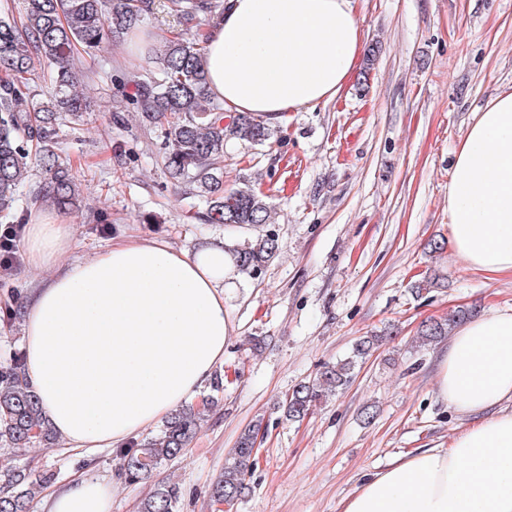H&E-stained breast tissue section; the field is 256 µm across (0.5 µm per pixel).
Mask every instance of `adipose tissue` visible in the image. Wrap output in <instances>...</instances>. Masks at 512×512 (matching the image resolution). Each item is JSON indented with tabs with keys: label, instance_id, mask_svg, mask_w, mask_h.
Wrapping results in <instances>:
<instances>
[{
	"label": "adipose tissue",
	"instance_id": "obj_1",
	"mask_svg": "<svg viewBox=\"0 0 512 512\" xmlns=\"http://www.w3.org/2000/svg\"><path fill=\"white\" fill-rule=\"evenodd\" d=\"M362 51L353 0H228L206 32L208 94L226 111L276 122L326 104ZM448 185L457 255L512 274V91L478 112ZM63 217L39 210L26 260L54 273L21 309L26 378L67 446L125 448L208 383L240 279L223 244L176 249L119 237L72 257ZM436 393L468 424L445 448L409 452L363 481L340 512H512V309H488L442 352ZM115 485L86 474L51 488L44 512H112Z\"/></svg>",
	"mask_w": 512,
	"mask_h": 512
}]
</instances>
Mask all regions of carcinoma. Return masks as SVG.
I'll return each instance as SVG.
<instances>
[{
	"mask_svg": "<svg viewBox=\"0 0 512 512\" xmlns=\"http://www.w3.org/2000/svg\"><path fill=\"white\" fill-rule=\"evenodd\" d=\"M163 7L188 24L203 15L224 13V0H164ZM157 8L155 0H24L20 19L0 17V215L8 218L19 208L22 184L30 161L43 173L41 185L30 201L49 198L66 211L77 205L80 183L56 151L62 115L86 109V99L76 90L77 47L94 49L104 37L117 40L138 26ZM205 33L191 39L179 32L165 40L157 74L148 80H115V95L125 98L141 126L157 129L163 151L158 162L169 176L188 186L203 205L200 218L226 229L269 223L271 206L266 195L250 184L224 187V149L233 141L248 147L264 146L279 138L276 124L249 113L224 115L206 90L202 67ZM50 69L54 94L29 105L41 80L35 61ZM134 85L129 94L126 88ZM282 250L274 230L231 248L239 271L256 276ZM472 316L460 310L451 319L422 325L420 338L430 344L448 335L450 326ZM380 336H363L353 355L326 365L299 383L283 403L286 419L301 421L314 413L330 394L344 389L355 369L375 350ZM217 403L209 396L196 406H183L165 421L159 435L136 442L119 452L121 471L131 482L151 477L162 463L181 455L196 435L201 421ZM259 425L238 437L232 463L224 468L211 489L214 501L238 499L245 491L246 475L256 447ZM57 434L42 416L40 400L25 378L24 361L16 353L0 366V446L27 448L38 442L56 444ZM47 477H36L16 465L0 466V512H28ZM180 488L158 483L140 503L139 512H175Z\"/></svg>",
	"mask_w": 512,
	"mask_h": 512,
	"instance_id": "carcinoma-1",
	"label": "carcinoma"
}]
</instances>
